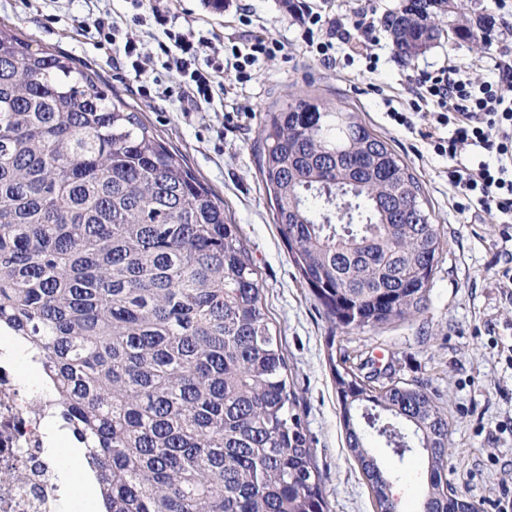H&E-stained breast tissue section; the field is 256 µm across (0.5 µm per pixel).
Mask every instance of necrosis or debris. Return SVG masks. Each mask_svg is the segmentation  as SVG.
I'll return each instance as SVG.
<instances>
[{
    "label": "necrosis or debris",
    "instance_id": "necrosis-or-debris-1",
    "mask_svg": "<svg viewBox=\"0 0 512 512\" xmlns=\"http://www.w3.org/2000/svg\"><path fill=\"white\" fill-rule=\"evenodd\" d=\"M51 395L22 377L11 348H0V512H56L62 496L49 432L59 428Z\"/></svg>",
    "mask_w": 512,
    "mask_h": 512
}]
</instances>
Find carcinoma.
Instances as JSON below:
<instances>
[{
  "label": "carcinoma",
  "instance_id": "1",
  "mask_svg": "<svg viewBox=\"0 0 512 512\" xmlns=\"http://www.w3.org/2000/svg\"><path fill=\"white\" fill-rule=\"evenodd\" d=\"M449 0L386 17L410 63ZM260 173L304 282L342 330L428 309L440 236L418 178L359 113L305 91L266 114ZM37 360L104 512H327L257 272L224 203L63 54L0 28V329ZM378 512L426 449L421 512H460L428 386L332 367ZM384 438L392 464L368 442Z\"/></svg>",
  "mask_w": 512,
  "mask_h": 512
}]
</instances>
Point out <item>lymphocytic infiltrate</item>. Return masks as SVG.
<instances>
[{
	"label": "lymphocytic infiltrate",
	"instance_id": "1",
	"mask_svg": "<svg viewBox=\"0 0 512 512\" xmlns=\"http://www.w3.org/2000/svg\"><path fill=\"white\" fill-rule=\"evenodd\" d=\"M289 9L304 33H312L322 25L321 18L309 12L299 0H291ZM325 26V25H322ZM325 37L319 44L321 55H328L334 41H350L354 33L376 31L374 15L363 11L338 19L325 26ZM176 52L172 57L177 73L185 76L184 94L197 102L209 99L214 73L222 72L223 64L206 59L208 43L192 33L169 35ZM275 39L257 37L245 40L243 46H232L235 57L234 83L252 79V68L260 56L280 50ZM495 77L479 78L467 69H448L425 73L411 82L410 112L392 113L400 126H411L413 117L433 119L447 126V136L431 130L421 137L434 153L448 158V182L454 188L459 214L479 221L482 213L496 214L503 226V241H512V53L499 54L494 64ZM434 105L436 113L425 110Z\"/></svg>",
	"mask_w": 512,
	"mask_h": 512
}]
</instances>
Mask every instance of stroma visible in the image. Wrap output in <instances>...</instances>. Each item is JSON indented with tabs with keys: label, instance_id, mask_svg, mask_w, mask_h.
<instances>
[{
	"label": "stroma",
	"instance_id": "obj_1",
	"mask_svg": "<svg viewBox=\"0 0 512 512\" xmlns=\"http://www.w3.org/2000/svg\"><path fill=\"white\" fill-rule=\"evenodd\" d=\"M237 9H214L210 0H0V25L49 50L59 51L94 73L108 97L120 98L178 151L224 202L237 224L261 288L270 326L278 336L296 393V411L316 466L325 481L328 512H377L357 462L346 447L330 359H346L379 386L423 383L448 413L451 455L448 480L478 505L495 512L499 491L512 487V300L496 275L501 226L493 214L466 223L454 206L448 161L437 156L416 130L398 126L391 112L410 109V79L449 64H475L491 76L494 58L512 48L490 0H464L466 14L445 13L439 38L404 64L384 26L404 0H305L323 19L366 9L377 29L366 48L336 44V64H324L313 43L295 25L283 0H236ZM110 15L118 41L133 39L144 72L134 79L112 43L93 21ZM167 18L159 26L156 15ZM249 25H242L241 15ZM487 15L483 39L448 37L461 17ZM192 31L207 39L210 57L231 61V46L243 31L284 43L283 52L260 57L245 84L216 76L213 97L197 104L182 95L183 77L168 67L158 44L165 30ZM295 89L342 100L363 112L368 125L392 145L419 179L441 231L444 247L427 290L428 309L352 333L337 330L302 282L273 218L258 165V130Z\"/></svg>",
	"mask_w": 512,
	"mask_h": 512
}]
</instances>
